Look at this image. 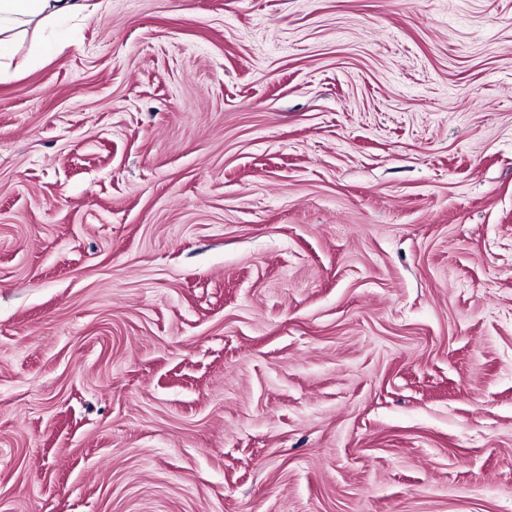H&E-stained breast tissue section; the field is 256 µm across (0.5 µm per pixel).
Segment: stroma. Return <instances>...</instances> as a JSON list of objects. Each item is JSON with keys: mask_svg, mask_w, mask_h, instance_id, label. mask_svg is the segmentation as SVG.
I'll list each match as a JSON object with an SVG mask.
<instances>
[{"mask_svg": "<svg viewBox=\"0 0 512 512\" xmlns=\"http://www.w3.org/2000/svg\"><path fill=\"white\" fill-rule=\"evenodd\" d=\"M0 80V512H512V0H88Z\"/></svg>", "mask_w": 512, "mask_h": 512, "instance_id": "1", "label": "stroma"}]
</instances>
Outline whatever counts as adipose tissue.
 <instances>
[{
  "instance_id": "obj_1",
  "label": "adipose tissue",
  "mask_w": 512,
  "mask_h": 512,
  "mask_svg": "<svg viewBox=\"0 0 512 512\" xmlns=\"http://www.w3.org/2000/svg\"><path fill=\"white\" fill-rule=\"evenodd\" d=\"M88 15L86 0H0V76L10 67V47L26 24L36 21L62 28Z\"/></svg>"
}]
</instances>
